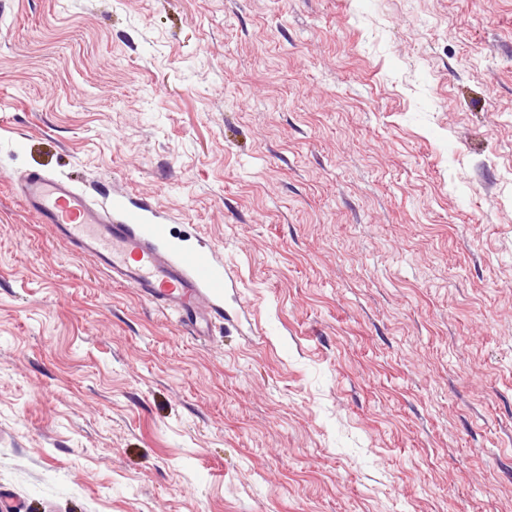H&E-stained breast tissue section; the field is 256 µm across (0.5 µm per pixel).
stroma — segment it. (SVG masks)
<instances>
[{
	"instance_id": "stroma-1",
	"label": "stroma",
	"mask_w": 512,
	"mask_h": 512,
	"mask_svg": "<svg viewBox=\"0 0 512 512\" xmlns=\"http://www.w3.org/2000/svg\"><path fill=\"white\" fill-rule=\"evenodd\" d=\"M28 170L224 263L183 333ZM512 512V0H14L0 18V502Z\"/></svg>"
}]
</instances>
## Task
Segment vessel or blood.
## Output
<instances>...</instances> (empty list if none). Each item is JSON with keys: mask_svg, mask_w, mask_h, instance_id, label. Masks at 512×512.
Wrapping results in <instances>:
<instances>
[{"mask_svg": "<svg viewBox=\"0 0 512 512\" xmlns=\"http://www.w3.org/2000/svg\"><path fill=\"white\" fill-rule=\"evenodd\" d=\"M19 190L54 239L69 243L76 255L93 258L113 282L174 316L188 335L208 336L223 321V266L207 251L174 256L163 249L162 229L146 219V204L131 205L116 194L105 205L75 184L40 171L22 174Z\"/></svg>", "mask_w": 512, "mask_h": 512, "instance_id": "1", "label": "vessel or blood"}]
</instances>
